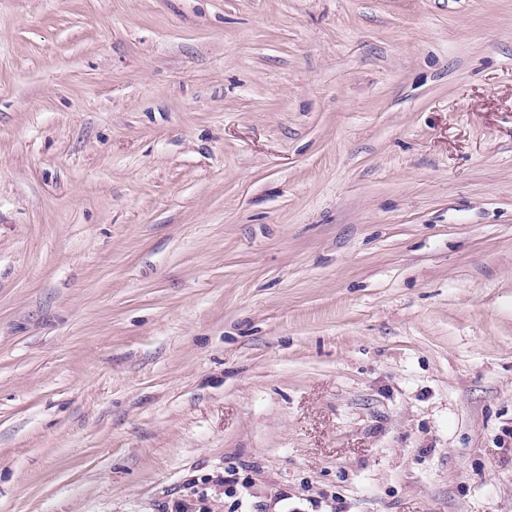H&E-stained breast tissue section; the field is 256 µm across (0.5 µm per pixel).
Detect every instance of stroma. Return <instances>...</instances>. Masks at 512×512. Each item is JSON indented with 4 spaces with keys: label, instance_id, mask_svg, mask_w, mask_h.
I'll use <instances>...</instances> for the list:
<instances>
[{
    "label": "stroma",
    "instance_id": "1",
    "mask_svg": "<svg viewBox=\"0 0 512 512\" xmlns=\"http://www.w3.org/2000/svg\"><path fill=\"white\" fill-rule=\"evenodd\" d=\"M512 512V0H0V512Z\"/></svg>",
    "mask_w": 512,
    "mask_h": 512
}]
</instances>
